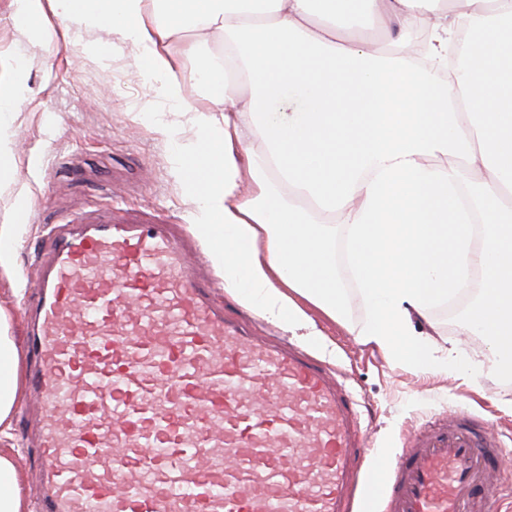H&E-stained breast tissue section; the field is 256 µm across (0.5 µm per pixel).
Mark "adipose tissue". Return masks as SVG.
<instances>
[{
	"label": "adipose tissue",
	"mask_w": 512,
	"mask_h": 512,
	"mask_svg": "<svg viewBox=\"0 0 512 512\" xmlns=\"http://www.w3.org/2000/svg\"><path fill=\"white\" fill-rule=\"evenodd\" d=\"M401 31L400 58L335 25L336 0H12L22 35L103 30L131 47L178 118L156 134L193 208L191 234L242 308L333 351L304 308L345 321L337 249L365 307L362 341L419 371L456 348L415 320L472 294L489 353L471 384L512 375V0H347ZM220 52H210V45ZM26 71L0 81V186L16 171ZM202 103L187 98L189 82ZM22 396L0 305V426ZM0 448V512H28Z\"/></svg>",
	"instance_id": "1"
}]
</instances>
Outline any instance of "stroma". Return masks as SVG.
Returning <instances> with one entry per match:
<instances>
[{"mask_svg": "<svg viewBox=\"0 0 512 512\" xmlns=\"http://www.w3.org/2000/svg\"><path fill=\"white\" fill-rule=\"evenodd\" d=\"M10 2L0 0V62L28 73L15 122L16 179L30 201L40 204L31 213L17 270L0 273V300L10 304L17 335L21 300L14 291L26 283L45 225L101 203H135L182 225L192 223L193 209L172 176L171 145L151 130L155 117L172 106L157 82L135 67L132 50L95 53L76 40L46 47L25 41L10 20ZM308 312L334 349V363L365 396L370 444L383 460H391L408 432L461 410L499 431L512 454V377L479 387L467 382L465 369L483 359L487 347L466 323L449 324L447 306L434 311L433 322L442 339L456 345L460 360L433 373L413 370L360 340L356 331L365 306L357 294L349 296L346 322L332 321L313 306Z\"/></svg>", "mask_w": 512, "mask_h": 512, "instance_id": "1", "label": "stroma"}]
</instances>
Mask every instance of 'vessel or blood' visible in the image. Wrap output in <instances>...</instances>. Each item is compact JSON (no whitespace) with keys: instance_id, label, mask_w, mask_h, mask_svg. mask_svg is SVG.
Masks as SVG:
<instances>
[{"instance_id":"b4317fda","label":"vessel or blood","mask_w":512,"mask_h":512,"mask_svg":"<svg viewBox=\"0 0 512 512\" xmlns=\"http://www.w3.org/2000/svg\"><path fill=\"white\" fill-rule=\"evenodd\" d=\"M193 256L138 207L52 225L23 303L38 512H498L487 422L433 419L377 479L364 397L225 315Z\"/></svg>"}]
</instances>
